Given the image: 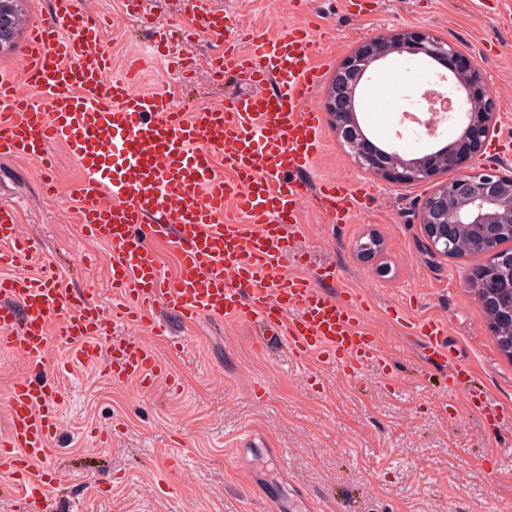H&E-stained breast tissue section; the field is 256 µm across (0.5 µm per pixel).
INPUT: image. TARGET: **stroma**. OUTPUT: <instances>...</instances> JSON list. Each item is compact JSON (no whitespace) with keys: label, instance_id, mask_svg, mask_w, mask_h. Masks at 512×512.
Returning <instances> with one entry per match:
<instances>
[{"label":"stroma","instance_id":"1","mask_svg":"<svg viewBox=\"0 0 512 512\" xmlns=\"http://www.w3.org/2000/svg\"><path fill=\"white\" fill-rule=\"evenodd\" d=\"M106 21L104 47L114 68L153 44L159 28L179 40L195 61L190 74L154 57L140 85L171 94L175 105L218 104L249 93L211 61L223 47L190 19L194 0H139L127 14L123 0H90ZM214 9L261 33L280 22H313L321 46L318 100H325L341 64L366 40L400 30L445 37L483 67L500 127L495 146L476 164L512 168V25L501 20L512 0H376L357 12L348 0H209ZM51 0H23L18 37L0 52V74L16 75L30 53L29 22L52 18ZM437 64L395 53L375 62L360 84L357 119L386 150L411 159L454 141L465 121L453 114L437 136L416 141L405 133L397 105L416 97ZM322 149L302 178L310 186L334 180L366 197L363 212L333 224L305 204L302 236L292 240L310 270L334 266L332 290L351 292L370 308L387 368L356 373L332 362H296L277 342L256 343L250 323L209 317L175 326L185 344L170 350L145 327L115 334L138 341L167 360L168 377L148 391L112 381L103 367L111 337L99 341V360L72 363L52 349L51 370L61 378L59 422L47 461L55 482L44 512H512V425L491 426L457 411L444 373L424 359L410 322L433 318L448 332L449 365L474 369L493 401L512 406V358L498 347L490 318L468 284L477 256L431 254L418 222L434 181L395 184L373 178L354 162L324 117ZM57 164L0 157V203L16 208L25 238L38 256L0 276L34 275L57 264L66 287L97 301L113 294L112 247L85 238L73 189L76 162L56 149ZM57 185L43 191L45 179ZM380 240L371 257L358 254L369 236Z\"/></svg>","mask_w":512,"mask_h":512}]
</instances>
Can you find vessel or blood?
Listing matches in <instances>:
<instances>
[{
  "label": "vessel or blood",
  "mask_w": 512,
  "mask_h": 512,
  "mask_svg": "<svg viewBox=\"0 0 512 512\" xmlns=\"http://www.w3.org/2000/svg\"><path fill=\"white\" fill-rule=\"evenodd\" d=\"M53 8L56 22L28 28L33 55L19 77L0 76V155L46 170L52 146L65 148L82 174L76 193L83 227L111 244L119 293L108 304L93 301L64 287L50 263L36 277H0V349L16 352L29 370L8 391L0 435V470L17 477L11 492L20 512H32L51 485L48 473L30 469L49 459L58 423L59 388L46 368L53 348L93 361L111 327L146 322L151 335L168 341L167 315L184 324L209 316L258 324L299 361L320 356L347 367H385L363 307L348 293L322 288L334 270L310 275L286 242L307 201L339 223L363 206L358 191L333 181L313 190L298 177L322 146L318 50L302 25L281 24L270 38L203 8L195 21L224 45L236 77L253 91L185 112L168 92L144 91L134 77L113 75L91 10L77 0H53ZM242 40L249 44L244 52ZM231 200L239 210L233 218ZM152 240L173 244L179 277L163 271ZM35 250L21 236L14 208L0 205V265L22 263ZM411 330L428 360L446 363L442 323L415 322ZM165 371L142 343L113 339V381L136 379L148 388ZM452 384L479 415L512 423V408L492 403L469 367H453Z\"/></svg>",
  "instance_id": "b4317fda"
}]
</instances>
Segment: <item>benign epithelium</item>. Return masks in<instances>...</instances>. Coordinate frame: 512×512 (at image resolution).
Listing matches in <instances>:
<instances>
[{
    "instance_id": "7a95c632",
    "label": "benign epithelium",
    "mask_w": 512,
    "mask_h": 512,
    "mask_svg": "<svg viewBox=\"0 0 512 512\" xmlns=\"http://www.w3.org/2000/svg\"><path fill=\"white\" fill-rule=\"evenodd\" d=\"M22 0H0V51L12 46L15 17ZM392 52L422 55L465 79V96L452 97L466 124L459 138L441 150L405 160L385 150L362 131L355 93L372 63ZM336 135L358 166L391 183L424 182L439 172L452 177L436 186L418 214L431 253L445 259L471 255L483 262L470 278L487 279L480 301L492 318L493 335L505 337L512 350V174L488 167H464L478 153L499 121L478 62L455 43L423 31L404 30L363 43L336 71L325 99Z\"/></svg>"
}]
</instances>
